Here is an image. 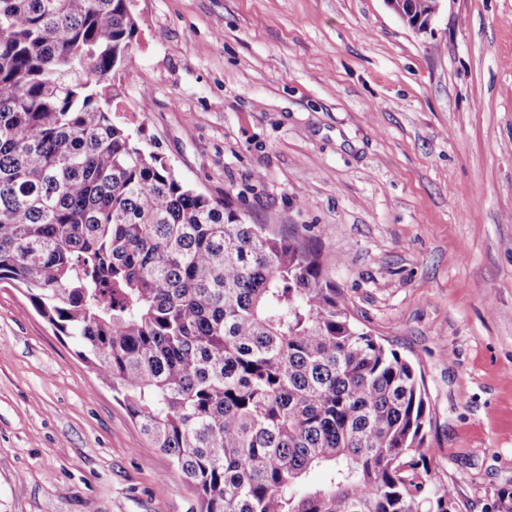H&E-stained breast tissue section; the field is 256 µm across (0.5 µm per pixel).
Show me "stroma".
<instances>
[{
    "instance_id": "obj_1",
    "label": "stroma",
    "mask_w": 512,
    "mask_h": 512,
    "mask_svg": "<svg viewBox=\"0 0 512 512\" xmlns=\"http://www.w3.org/2000/svg\"><path fill=\"white\" fill-rule=\"evenodd\" d=\"M115 117L246 222L298 233L420 366L460 512L512 484V0H132ZM197 495L0 282V512H195ZM386 1L388 2V4L391 6L392 9H395L394 5L398 1H404V0H386ZM435 1H436L435 7L433 4L434 0H406V1H404V3H403V12L404 13H406V12H408V10H410L415 17L425 16V19H426L430 16L423 25H421V20H418L417 22H415L413 24V27L418 28L419 26H421V28H426L430 24L432 18L437 13V11L440 7L441 0H435ZM433 7H434V9H433ZM432 10H433V12H432Z\"/></svg>"
}]
</instances>
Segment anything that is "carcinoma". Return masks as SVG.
I'll return each mask as SVG.
<instances>
[{
    "label": "carcinoma",
    "instance_id": "obj_1",
    "mask_svg": "<svg viewBox=\"0 0 512 512\" xmlns=\"http://www.w3.org/2000/svg\"><path fill=\"white\" fill-rule=\"evenodd\" d=\"M137 35L128 0H0V280L199 512H448L422 372L351 320L335 259L239 219L114 120Z\"/></svg>",
    "mask_w": 512,
    "mask_h": 512
}]
</instances>
